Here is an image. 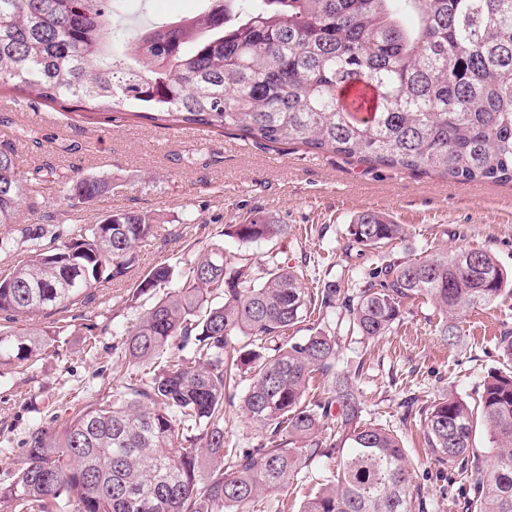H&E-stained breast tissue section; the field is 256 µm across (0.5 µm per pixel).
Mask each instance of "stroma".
Instances as JSON below:
<instances>
[{
	"label": "stroma",
	"mask_w": 512,
	"mask_h": 512,
	"mask_svg": "<svg viewBox=\"0 0 512 512\" xmlns=\"http://www.w3.org/2000/svg\"><path fill=\"white\" fill-rule=\"evenodd\" d=\"M202 0H144L125 7L127 22L163 23L198 12ZM18 154L23 175L46 205L21 212L20 223L48 219L69 224L98 223L106 209L155 216L156 238L141 244L126 275L104 284L86 310L97 327L87 344L79 322L63 325L59 351H45L27 370L0 377V448L22 457L32 431L53 429L79 407L125 391L141 369L121 363L116 348L148 304L135 297L138 282L155 266L172 267L182 279L189 265L224 240V263L247 265L260 277L272 257L288 259L305 287L328 280L361 287L383 258L428 256L436 250L484 248L512 270V186L485 182L455 183L434 174L397 168H370L338 155H313L288 145L266 149L229 135L181 129L168 138L148 121L128 118L109 125L70 123L53 115L40 123L35 113L0 102V145ZM52 168L64 176L83 174L111 179L112 195L78 208L69 207L37 172ZM260 211L288 227L284 238L244 243L224 237L225 225ZM377 211L407 225L404 240L377 250L348 245L347 227L357 215ZM435 306L424 299L403 304L390 334L375 340L351 335L343 306L308 317L295 338L317 326L338 338V366L355 378L362 417L396 430L417 467V481L431 503L430 512H459L441 490L423 432L407 419L403 403L424 404L442 394L475 402L488 372L502 369L499 341L512 331V294L471 309L457 320L459 336L445 342L436 331ZM307 477L285 491L264 494L257 512H298L305 496L328 475L315 463Z\"/></svg>",
	"instance_id": "1"
}]
</instances>
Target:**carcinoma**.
<instances>
[{
    "label": "carcinoma",
    "mask_w": 512,
    "mask_h": 512,
    "mask_svg": "<svg viewBox=\"0 0 512 512\" xmlns=\"http://www.w3.org/2000/svg\"><path fill=\"white\" fill-rule=\"evenodd\" d=\"M119 0H0V94L50 104L68 119L123 116L161 129L231 133L258 145L295 144L360 164L434 172L455 181L512 183V0H206L203 12L128 29ZM106 179L63 183L70 206L102 197ZM43 200L0 147V224ZM0 252L24 258L0 284V367L27 365L59 331L16 329L20 316L75 320L93 289L127 270L157 232L147 214L109 211L99 224L24 225ZM224 235L282 238L288 225L254 212ZM350 241L376 249L407 236L377 212L358 215ZM154 267L136 294L168 289L123 332L121 357L148 369L124 394L96 400L52 431L36 430L22 458L0 449V507L8 512H254L266 491L299 481L309 463L334 479L300 512H428L401 438L365 422L350 375L336 370V336L288 332L340 300L365 339L391 332L404 302L425 296L438 332L512 294V272L486 250L385 261L355 295L328 281L308 292L287 261L245 283L212 244L186 279ZM241 407L262 436L224 440V403L243 381ZM340 421L321 437L320 421ZM437 479L456 499L477 474L463 512H512V370L489 373L474 404L442 395L414 411ZM489 434L484 448L476 432Z\"/></svg>",
    "instance_id": "obj_1"
}]
</instances>
